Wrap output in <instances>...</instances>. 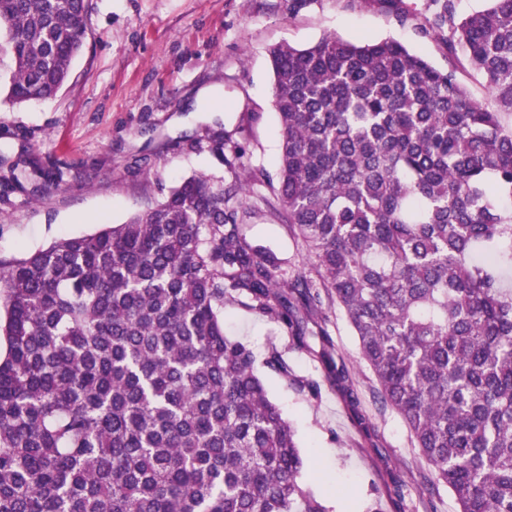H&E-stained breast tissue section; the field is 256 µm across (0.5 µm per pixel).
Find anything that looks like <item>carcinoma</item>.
<instances>
[{
  "label": "carcinoma",
  "instance_id": "obj_1",
  "mask_svg": "<svg viewBox=\"0 0 512 512\" xmlns=\"http://www.w3.org/2000/svg\"><path fill=\"white\" fill-rule=\"evenodd\" d=\"M433 2L418 28L449 32L497 111L394 39L281 44L273 199L195 174L122 224L0 259V512H326L253 351L224 334L242 301L304 337L317 288L408 427L425 490L512 512V0L461 19ZM88 22V0H0L6 99L56 96ZM224 138L208 148L235 171ZM258 217L287 225L311 273L248 238ZM264 365L288 377L278 351Z\"/></svg>",
  "mask_w": 512,
  "mask_h": 512
}]
</instances>
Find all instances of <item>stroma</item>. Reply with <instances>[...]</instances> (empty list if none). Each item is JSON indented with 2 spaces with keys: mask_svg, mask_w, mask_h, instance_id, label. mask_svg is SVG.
Masks as SVG:
<instances>
[{
  "mask_svg": "<svg viewBox=\"0 0 512 512\" xmlns=\"http://www.w3.org/2000/svg\"><path fill=\"white\" fill-rule=\"evenodd\" d=\"M90 22L68 81L49 99L0 103V257H18L52 241L120 224L151 206L184 177L204 173L236 181L209 150L181 140L224 129L245 146L250 169L266 180L251 197L270 194L279 132L272 108L269 51L303 48L333 33L350 40L394 39L436 68L449 67L441 36L399 24L369 0H89ZM59 169L63 190L40 188L18 159ZM17 180V181H18ZM255 243L305 273L310 259L286 226L247 224ZM228 336L257 360L276 349L292 377L262 370L270 398L295 430L305 457L303 485L328 512H458L447 488L427 494L429 471L401 418L374 398L376 380L338 308L326 311L325 337L297 341L282 325L233 304ZM342 357L353 382L345 392L318 357L322 339ZM320 383L318 396L300 386Z\"/></svg>",
  "mask_w": 512,
  "mask_h": 512,
  "instance_id": "35a3bbf8",
  "label": "stroma"
}]
</instances>
